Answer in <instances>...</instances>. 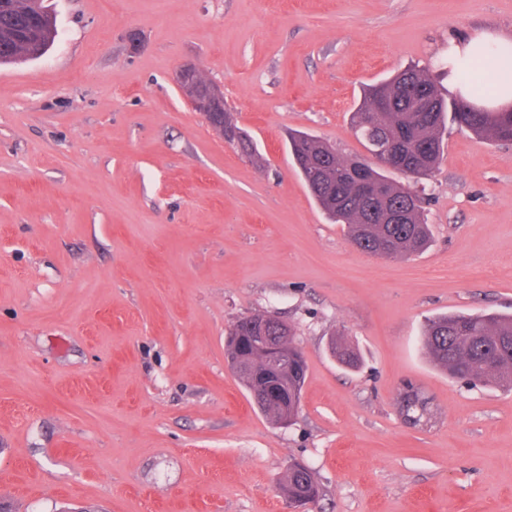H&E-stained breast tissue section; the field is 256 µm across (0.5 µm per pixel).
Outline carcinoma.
Wrapping results in <instances>:
<instances>
[{"mask_svg": "<svg viewBox=\"0 0 512 512\" xmlns=\"http://www.w3.org/2000/svg\"><path fill=\"white\" fill-rule=\"evenodd\" d=\"M56 19L45 0H0V64L41 57L56 37ZM386 91L391 105L375 110L376 98ZM423 93L434 104L432 112H414L411 101ZM462 100L447 104L426 69L408 68L374 86L352 115V128L367 153L389 147L405 163V172L417 179L429 175L441 159L445 113L457 111ZM473 135L490 142H512V112H468L459 124ZM224 139L237 145L250 160L258 159L243 131L224 113ZM289 148L300 175L314 201L335 221L347 226L351 243L360 251L383 258H408L429 244L417 191L394 182L388 170L371 163L365 170L373 182H384L383 199H360L354 190L351 168L359 157H345L320 138L299 132L289 139ZM265 315L252 314L232 326L225 353L241 359L236 370L253 404L272 422L299 413L307 362L288 328V371L278 376L267 368L265 354L254 347L251 337ZM336 359L358 365L357 353L335 341ZM422 347L434 365L449 377L471 384L512 386V315L494 312L455 313L432 319L422 337ZM291 496L303 495L314 503L321 487L311 469L299 462L288 467L280 482Z\"/></svg>", "mask_w": 512, "mask_h": 512, "instance_id": "carcinoma-1", "label": "carcinoma"}]
</instances>
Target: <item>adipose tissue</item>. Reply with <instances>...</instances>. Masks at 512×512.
<instances>
[{"label": "adipose tissue", "instance_id": "1", "mask_svg": "<svg viewBox=\"0 0 512 512\" xmlns=\"http://www.w3.org/2000/svg\"><path fill=\"white\" fill-rule=\"evenodd\" d=\"M475 76L490 87L488 98H478L473 91ZM448 89L467 102L482 101L490 110L512 104V38L478 31L467 41L450 44Z\"/></svg>", "mask_w": 512, "mask_h": 512}]
</instances>
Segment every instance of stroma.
<instances>
[{"mask_svg":"<svg viewBox=\"0 0 512 512\" xmlns=\"http://www.w3.org/2000/svg\"><path fill=\"white\" fill-rule=\"evenodd\" d=\"M42 57L0 65V497L15 512H512V391L440 373L429 318L512 313V144L449 126L423 185L432 242L367 255L313 202L304 131L363 154V89L436 67L449 40L512 33V0H47ZM195 65L262 162L174 74ZM292 326L293 425L251 403L224 352L238 318ZM360 355L341 365L328 345ZM427 401L420 421L402 399ZM186 89L188 91H185V95L192 109L195 112H200L210 126L222 130V126L214 122L216 116L224 112V95L221 90L215 84H211L207 93L203 95H197L195 92H191L189 88ZM224 139L229 143L236 144L250 160L258 159L256 153L247 143L243 131L233 123L228 112H224ZM281 488H288L291 496L303 495L307 498H288V494L281 495L287 504L305 506L308 503H315L321 495V487L311 469L300 462L291 464L285 477L279 483Z\"/></svg>","mask_w":512,"mask_h":512,"instance_id":"obj_1","label":"stroma"}]
</instances>
